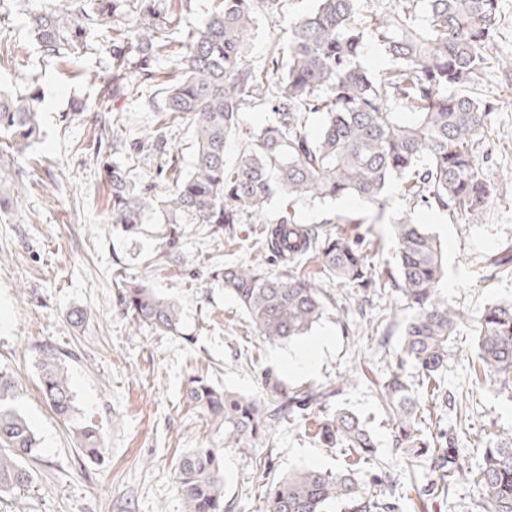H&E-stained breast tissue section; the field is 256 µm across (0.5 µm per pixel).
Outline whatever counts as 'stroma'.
<instances>
[{"instance_id": "stroma-1", "label": "stroma", "mask_w": 512, "mask_h": 512, "mask_svg": "<svg viewBox=\"0 0 512 512\" xmlns=\"http://www.w3.org/2000/svg\"><path fill=\"white\" fill-rule=\"evenodd\" d=\"M58 0H0V33L12 55L0 63V87L22 90V75H41V131L15 166L0 165V371L21 385L19 407L40 440L34 482L0 497V512H185L176 475L179 458L192 448L224 451L226 512H264L267 487L288 472L309 467L336 471L345 452L320 432L336 408L350 409L377 442L360 465L361 479L376 474L400 512H482L474 473L491 438L512 435V393L471 379L476 340L461 331L448 347L444 386L456 406L435 404L420 393L425 436L441 437L462 467L451 495L430 494L435 475L423 456L394 448L391 423L376 392V381L412 365H399L401 334L412 313L397 291L355 288L317 275L332 300L304 336L287 344L265 342L248 315L212 279L217 265L234 263L266 273L279 272L261 247L264 227L240 224L233 236L210 237L200 224L182 225L178 261L163 255L164 225H144L127 237L108 224L111 190L103 168L87 146L101 132L91 111L98 89L91 72L108 67L98 38L69 62L41 57L28 31V17ZM314 0H281L278 12L261 15L249 39L248 61L262 64L273 42H286V21L312 10ZM482 94L496 98L488 143L487 173L501 198L482 223L456 224L421 211L425 227L438 235L448 273L441 289L449 305L465 316L492 302H512V276L493 265L512 247V70L493 69ZM153 85L116 101L118 128L128 139L146 137L155 115L146 100L160 97ZM25 176L16 179L14 167ZM327 226V225H326ZM328 232L361 237L372 268L395 265V243L386 224H331ZM126 273L175 301L181 312L177 334L133 328L115 285ZM390 327L376 333L378 321ZM330 339L311 366L294 359L317 338ZM54 348L67 368L74 394V422L62 421L44 400L38 368L45 348ZM207 375L216 385L243 396L265 398L268 384L285 388L341 383L330 404L283 421L270 440L245 451L225 447L224 432L183 401L189 378ZM97 430L105 447L102 461L79 448L76 426Z\"/></svg>"}]
</instances>
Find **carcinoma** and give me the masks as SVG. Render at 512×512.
<instances>
[{
  "label": "carcinoma",
  "instance_id": "obj_1",
  "mask_svg": "<svg viewBox=\"0 0 512 512\" xmlns=\"http://www.w3.org/2000/svg\"><path fill=\"white\" fill-rule=\"evenodd\" d=\"M193 0H62L29 16L30 36L46 58L75 55L94 31L109 50L111 65L96 75L100 97L116 100L134 81L163 86L162 102H147L158 113L145 140L112 135L108 223L127 235L156 218L162 224H204L212 236L231 235L235 225L260 220L276 194L288 203L264 230L263 246L282 264L262 275L247 266L218 270L224 291L248 314L255 333L271 343L304 335L327 310L330 295L303 267L314 260L325 275L361 288L394 289L414 309L400 341V362H410L421 386L439 398L448 362V343L464 316L448 305L440 284L446 273L441 243L417 219L425 207L454 222L480 224L498 196L486 174L483 147L491 133L497 101L478 93L485 73L502 65L491 53L499 0H403L381 18L361 14L359 0H316L315 7L288 22V42L272 45L265 66L247 63L248 39L258 16L278 10L280 0H213L214 10L196 28L179 33V14ZM381 46L391 67L374 71L362 61L370 44ZM167 56L172 66L154 68ZM39 76L21 77L26 93L0 90V160L11 162L40 135ZM261 106L272 121L240 130L244 109ZM321 121L308 133L310 116ZM193 130L196 150L189 170L169 148L181 124ZM243 142L233 165L225 161L229 139ZM144 155L158 156L156 181L136 182L130 168ZM399 185L412 206L392 213L388 224L396 246V267L375 273L361 243L295 220L294 205L322 204L350 197L382 215L390 191ZM121 304L137 326L159 333L177 331L180 309L154 289L118 276ZM478 341L476 377L512 386V302L486 305L474 329ZM41 390L52 410L73 419L74 395L61 360L43 351ZM266 401L219 389L204 378L187 384L185 401L224 428V445L246 449L270 435L272 427L337 395L332 386L269 385ZM16 379L0 371V493L33 482L39 440L16 406ZM379 395L392 421L397 448H430L422 435V412L402 374L391 372ZM85 452H105L96 432L76 429ZM324 437L348 450L352 464L370 455L375 442L354 413L338 409L324 425ZM222 448H194L176 466L186 512H224ZM430 468L450 474L453 454L431 451ZM485 512H512V438L485 449L476 472ZM396 512L347 467L326 472L298 469L266 492L265 512Z\"/></svg>",
  "mask_w": 512,
  "mask_h": 512
}]
</instances>
